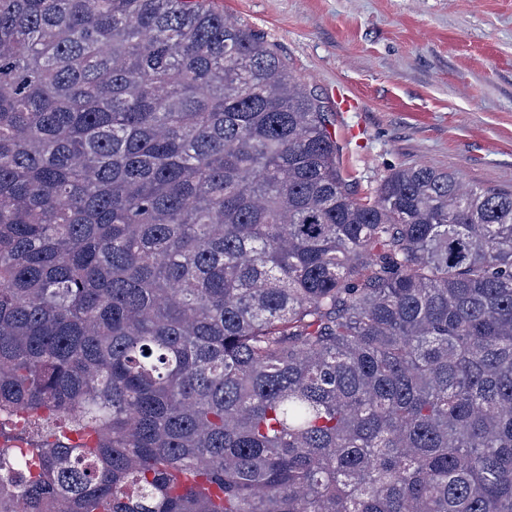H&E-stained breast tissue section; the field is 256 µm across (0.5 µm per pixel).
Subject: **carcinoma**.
<instances>
[{
    "label": "carcinoma",
    "instance_id": "cac0c4a2",
    "mask_svg": "<svg viewBox=\"0 0 512 512\" xmlns=\"http://www.w3.org/2000/svg\"><path fill=\"white\" fill-rule=\"evenodd\" d=\"M0 512H512V192L355 197L208 0H0Z\"/></svg>",
    "mask_w": 512,
    "mask_h": 512
}]
</instances>
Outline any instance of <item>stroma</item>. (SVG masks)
I'll use <instances>...</instances> for the list:
<instances>
[{
	"instance_id": "1",
	"label": "stroma",
	"mask_w": 512,
	"mask_h": 512,
	"mask_svg": "<svg viewBox=\"0 0 512 512\" xmlns=\"http://www.w3.org/2000/svg\"><path fill=\"white\" fill-rule=\"evenodd\" d=\"M214 3L323 102L358 198L415 164L512 190V0Z\"/></svg>"
}]
</instances>
